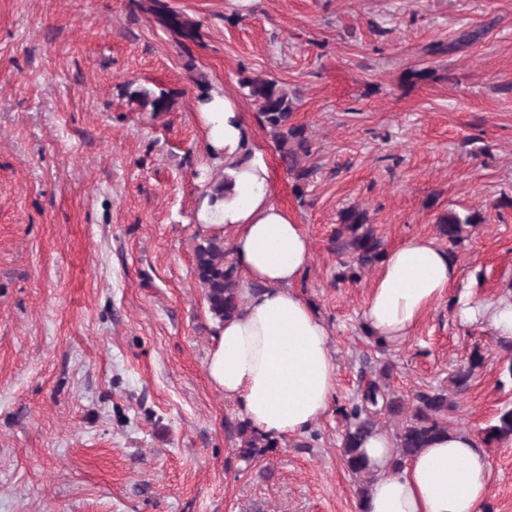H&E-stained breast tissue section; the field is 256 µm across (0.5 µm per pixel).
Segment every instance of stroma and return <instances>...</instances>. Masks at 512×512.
<instances>
[{
	"instance_id": "stroma-1",
	"label": "stroma",
	"mask_w": 512,
	"mask_h": 512,
	"mask_svg": "<svg viewBox=\"0 0 512 512\" xmlns=\"http://www.w3.org/2000/svg\"><path fill=\"white\" fill-rule=\"evenodd\" d=\"M163 2L197 42L156 24L153 0H0V512H359L339 408L383 366L409 404L477 350L451 429L480 438L512 406V352L456 317L463 296L512 290V0ZM257 76L295 97L303 185L241 87ZM130 82L171 108L130 103ZM204 88L243 112L310 240L296 289L338 366L323 418L251 464L240 411L204 370L195 210L224 172L197 117ZM351 206L383 247L427 237L459 269L400 344L364 329L379 264L334 247ZM449 212L477 217L454 245L438 231ZM486 454L491 512H512V443Z\"/></svg>"
}]
</instances>
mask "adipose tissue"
<instances>
[{
  "mask_svg": "<svg viewBox=\"0 0 512 512\" xmlns=\"http://www.w3.org/2000/svg\"><path fill=\"white\" fill-rule=\"evenodd\" d=\"M198 106L207 150L224 163L229 185L223 198L201 197L196 228L204 238L231 234L241 285L239 312L215 323L205 374L257 432L301 435L325 414L337 382L332 332L295 288L310 263L309 239L274 201L270 168L237 106L216 89L203 93ZM456 278L447 251L429 238L389 248L370 288L367 334L404 341ZM457 316L488 321L496 336L512 339V291L492 302L462 301ZM393 448L380 429L362 443L373 480L360 512H484L491 471L469 433L449 432L400 467Z\"/></svg>",
  "mask_w": 512,
  "mask_h": 512,
  "instance_id": "ef3b65f1",
  "label": "adipose tissue"
}]
</instances>
